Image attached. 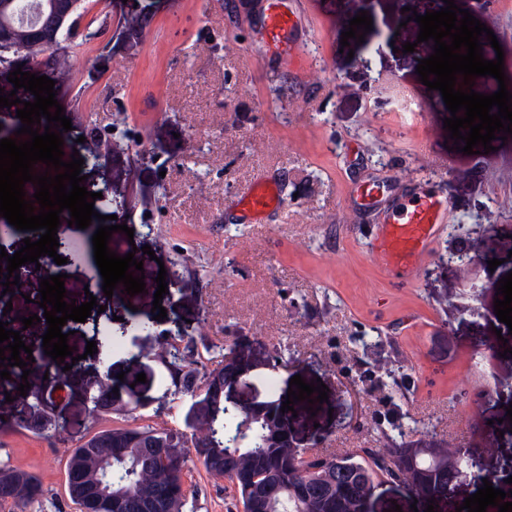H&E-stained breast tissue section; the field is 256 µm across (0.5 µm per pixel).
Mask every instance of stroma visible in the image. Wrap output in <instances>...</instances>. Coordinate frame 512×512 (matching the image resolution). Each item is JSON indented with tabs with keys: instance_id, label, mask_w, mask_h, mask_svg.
Segmentation results:
<instances>
[{
	"instance_id": "obj_1",
	"label": "stroma",
	"mask_w": 512,
	"mask_h": 512,
	"mask_svg": "<svg viewBox=\"0 0 512 512\" xmlns=\"http://www.w3.org/2000/svg\"><path fill=\"white\" fill-rule=\"evenodd\" d=\"M255 2L83 0L65 45L70 78L55 84L72 124L63 151L83 158L84 187L108 188L94 208L121 223L112 250L142 261L146 290L105 296L97 227L80 233L84 252L69 257L65 289L81 297L92 286L112 312L93 317L87 338L82 323L67 321L75 367L104 360L116 374L139 367L146 380L134 386L141 402L129 422L151 423L160 406L168 425L181 429L187 401L154 355L160 334L194 340L205 360L240 338L265 356L283 350L278 368L249 369L237 399L283 402L293 376L321 380L328 399L317 413L307 401L293 404L295 441L312 453L381 447L376 427L395 418L405 441L469 449L468 475L447 497L419 500L404 483L380 477L368 505L369 512L396 504L402 512H456L483 475L500 484L512 477V335L498 340L494 312L498 282L512 272V135L486 154L454 150L440 91L421 83L418 53L399 51L417 40L419 25L406 10L420 0H299L305 32L284 60L257 52ZM455 3L494 32L500 46L483 44V57L503 55L512 92V0H497L493 12L477 0ZM363 11L371 31L341 52L342 32ZM95 128L109 135L111 154L93 155L84 144ZM260 172L279 178L283 207L259 224L233 222L234 201ZM417 177L447 199L448 223L405 279L370 252L361 230L380 213L356 206L353 191L375 182L394 204ZM476 242L483 260L460 264ZM146 245L151 254H143ZM493 258L500 264L492 270ZM161 273L167 316L158 321ZM114 337L120 350L111 348ZM375 342L397 361L395 381L382 382L368 349ZM10 374L0 378V462L38 476L47 498L0 512H77L64 465L88 434L80 393L57 360ZM24 379L61 417L60 435L19 420ZM183 475L191 512H240L231 484L210 477L195 454Z\"/></svg>"
}]
</instances>
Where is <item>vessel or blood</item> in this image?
I'll return each mask as SVG.
<instances>
[{
    "label": "vessel or blood",
    "mask_w": 512,
    "mask_h": 512,
    "mask_svg": "<svg viewBox=\"0 0 512 512\" xmlns=\"http://www.w3.org/2000/svg\"><path fill=\"white\" fill-rule=\"evenodd\" d=\"M262 17L261 53L269 57L287 55L301 24L297 7L288 0H263ZM237 205L247 217L258 222L282 207L283 195L272 177L260 174ZM447 222V200L421 190L392 210L383 223L370 227L366 237L372 254L387 270L409 277L429 253L435 239L444 233Z\"/></svg>",
    "instance_id": "obj_1"
}]
</instances>
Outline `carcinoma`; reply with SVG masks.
I'll return each mask as SVG.
<instances>
[{"label":"carcinoma","instance_id":"obj_1","mask_svg":"<svg viewBox=\"0 0 512 512\" xmlns=\"http://www.w3.org/2000/svg\"><path fill=\"white\" fill-rule=\"evenodd\" d=\"M11 26L10 40L15 50L35 64L54 67L58 77H69L66 57H54L52 35L55 19L47 12L42 36L30 34V27L19 18L0 16V26ZM247 346L237 340L224 349L222 360L201 368L193 367L195 347L162 340L155 350L156 357L168 371L175 391L190 397L185 415L192 430L195 452H203L201 462L206 472L229 481L238 493L243 512H360L362 499L382 476L399 479L406 476L408 443H398L383 434L381 448H362L343 454L314 455L302 458L296 448L274 447L269 444L278 432L264 418H253L250 440L236 446L239 428L246 414L224 403L217 393L196 396L205 382L224 383V360L244 356ZM116 383L105 377L94 385L97 401L88 406L90 431L86 440L71 451L68 460L78 458L95 481L112 485V497L127 496L130 501L147 503L162 499L163 512H186L187 492L183 490V469L175 468L168 459L153 452L169 448L171 455L186 459V435L174 428L142 425H102L105 416L121 418L128 408L114 400ZM30 406L41 423L39 432L58 433V422L48 411L47 400L31 395ZM416 474L408 487L425 498L450 485L458 478L462 464L457 449L450 445L415 449ZM223 468L217 471L213 461ZM42 482L19 466L0 467V504L8 502L28 505L44 496Z\"/></svg>","mask_w":512,"mask_h":512}]
</instances>
